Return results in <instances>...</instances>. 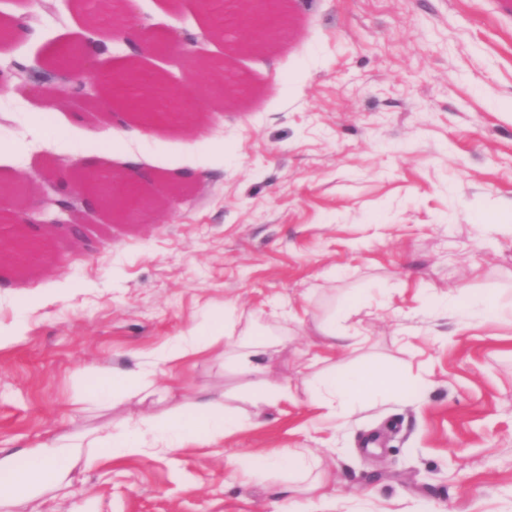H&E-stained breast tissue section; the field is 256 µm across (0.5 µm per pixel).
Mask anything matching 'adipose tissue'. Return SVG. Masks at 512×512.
Segmentation results:
<instances>
[{"instance_id":"obj_1","label":"adipose tissue","mask_w":512,"mask_h":512,"mask_svg":"<svg viewBox=\"0 0 512 512\" xmlns=\"http://www.w3.org/2000/svg\"><path fill=\"white\" fill-rule=\"evenodd\" d=\"M235 326L233 310L224 309L182 335L161 353L159 361L169 364L199 354L232 334ZM82 386L83 393L75 400L79 406L90 393L141 401L152 397L163 400L170 393L169 388L156 386L151 372L140 368L118 370L106 365L88 366L82 373ZM401 390V382L377 366H365L345 375L332 373L320 378L316 386L321 407L331 414L375 393L397 394ZM240 424L238 415L225 412L223 394L206 391L118 430L97 428L81 435H51L26 455L0 456V512H8L21 500L39 495L44 488H66L77 463L93 464L91 449H100L116 458L162 454L172 448L218 442Z\"/></svg>"}]
</instances>
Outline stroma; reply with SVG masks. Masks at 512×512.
I'll return each mask as SVG.
<instances>
[{
    "instance_id": "35a3bbf8",
    "label": "stroma",
    "mask_w": 512,
    "mask_h": 512,
    "mask_svg": "<svg viewBox=\"0 0 512 512\" xmlns=\"http://www.w3.org/2000/svg\"><path fill=\"white\" fill-rule=\"evenodd\" d=\"M98 2L0 0V23L37 33L0 46L25 69L0 76V181H29L22 205L35 212L44 171L68 181L95 155L105 179L132 153L163 208L122 224L96 211L97 250L49 237L28 266H0V326L20 328L0 348V452L165 410L74 414L92 363L155 368L158 385L187 396L223 392L243 423L211 446L77 464L67 495L14 512H275L287 486L297 512H512V317L448 308L491 295L512 310V0H286L255 52L237 49L232 27L210 36L198 0H131L132 28L200 38L135 58L121 43L97 51ZM72 40L98 71L133 61L175 92L192 87L200 48L243 89L203 103L193 133L153 123L132 140V116L73 96L57 71L52 51ZM228 303L239 329L280 335L262 372L213 349L156 365ZM334 316L363 334L316 361V327ZM365 365L398 377L401 394L324 418L316 380ZM267 382L289 399L256 403ZM288 448L309 449L330 501L284 466L231 472L244 454Z\"/></svg>"
}]
</instances>
